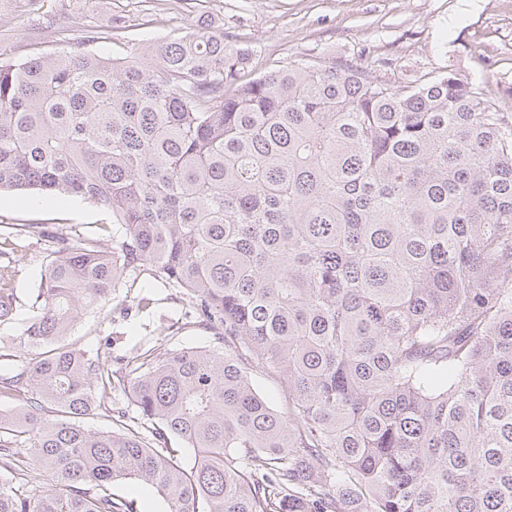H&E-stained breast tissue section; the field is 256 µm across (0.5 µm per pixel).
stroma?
<instances>
[{
  "mask_svg": "<svg viewBox=\"0 0 512 512\" xmlns=\"http://www.w3.org/2000/svg\"><path fill=\"white\" fill-rule=\"evenodd\" d=\"M92 16L114 25L111 42L98 47L110 58L154 42L220 31L226 42L250 51L245 81L293 62L328 59L396 85L452 71L483 83L512 112V0H169L160 11L151 10L147 0H46L43 8L26 12L16 0H0V57L22 60L77 48ZM50 20L72 26V39L58 41L46 27ZM35 223L47 224L52 236L108 240L123 233L109 210L88 200L34 190L0 193V225ZM50 249L49 240L18 239V313L0 326L1 337L22 336ZM126 279L130 288L119 289L104 313L84 316L75 338L88 346L111 342L116 368L144 338L162 337L171 346L212 345L184 288L142 270L127 272ZM142 294L150 299L144 308L136 301Z\"/></svg>",
  "mask_w": 512,
  "mask_h": 512,
  "instance_id": "stroma-1",
  "label": "stroma"
}]
</instances>
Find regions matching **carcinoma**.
Instances as JSON below:
<instances>
[{
    "mask_svg": "<svg viewBox=\"0 0 512 512\" xmlns=\"http://www.w3.org/2000/svg\"><path fill=\"white\" fill-rule=\"evenodd\" d=\"M110 39L0 61V192L81 197L124 228L58 238L0 353V512H137L112 492L127 479L166 512H512V112L451 71L242 82L222 31L125 59L93 49ZM19 235L48 229L0 251ZM138 267L185 288L215 346L138 343L114 369L72 338ZM29 460L49 483L25 489ZM252 382L273 409L281 413L288 412V390L277 376L257 369L252 374Z\"/></svg>",
    "mask_w": 512,
    "mask_h": 512,
    "instance_id": "obj_1",
    "label": "carcinoma"
}]
</instances>
